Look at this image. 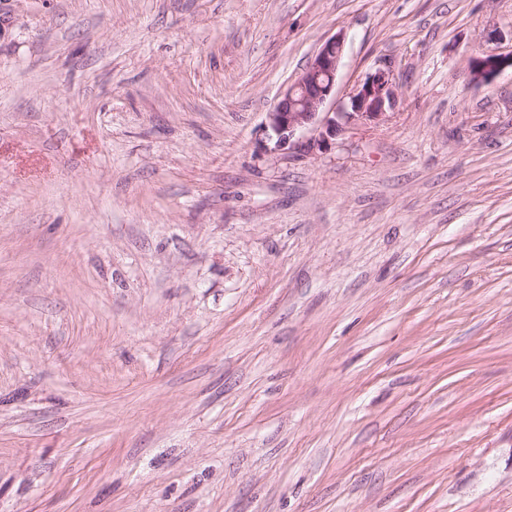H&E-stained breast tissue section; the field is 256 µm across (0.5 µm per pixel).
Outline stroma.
<instances>
[{
    "label": "stroma",
    "instance_id": "obj_1",
    "mask_svg": "<svg viewBox=\"0 0 512 512\" xmlns=\"http://www.w3.org/2000/svg\"><path fill=\"white\" fill-rule=\"evenodd\" d=\"M345 34L307 150L265 129ZM512 0H0V512H512ZM344 35L327 39L310 65L285 91L271 112L265 128L276 151L288 150L301 131L316 132L309 148L326 146L351 125L375 121L391 109L396 100L393 71L389 65L378 67L349 96L338 112H322L336 95V76L341 64ZM506 66L512 67V56L510 59L492 52L490 58L483 57L482 55L475 56L472 59L471 73L473 79L483 80L493 76Z\"/></svg>",
    "mask_w": 512,
    "mask_h": 512
}]
</instances>
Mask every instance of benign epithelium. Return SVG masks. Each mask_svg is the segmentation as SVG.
Listing matches in <instances>:
<instances>
[{"mask_svg":"<svg viewBox=\"0 0 512 512\" xmlns=\"http://www.w3.org/2000/svg\"><path fill=\"white\" fill-rule=\"evenodd\" d=\"M344 35L338 33L327 39L310 65L285 91L274 109L267 113L265 128L276 151L288 150L301 131L311 130L314 137L308 146L322 147L351 125L375 121L391 109L396 100L393 71L390 66L378 67L349 96L339 110L326 112V104L336 95V76L341 64ZM506 66L512 58L491 54L472 59L473 79H486Z\"/></svg>","mask_w":512,"mask_h":512,"instance_id":"obj_1","label":"benign epithelium"}]
</instances>
